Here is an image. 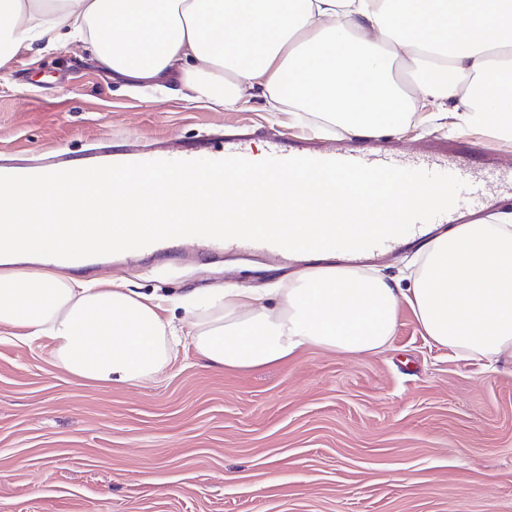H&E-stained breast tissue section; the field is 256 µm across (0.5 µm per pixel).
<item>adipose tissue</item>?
I'll use <instances>...</instances> for the list:
<instances>
[{"label": "adipose tissue", "mask_w": 512, "mask_h": 512, "mask_svg": "<svg viewBox=\"0 0 512 512\" xmlns=\"http://www.w3.org/2000/svg\"><path fill=\"white\" fill-rule=\"evenodd\" d=\"M90 44L113 75L180 74L196 96L234 109L245 89L271 109L311 112L357 136L400 127L415 100L460 123L512 133V0H0V63L19 51ZM416 76L405 93L397 68ZM216 179L129 183L115 166L79 177H0V327L47 339L55 364L100 383L153 379L188 341L207 366L254 369L307 347L382 351L407 303L433 344L463 358L512 361V213L498 223L425 232L408 287L341 265L333 250L266 295L203 288L159 299L113 282L16 270L77 266L92 254L141 252L127 218L144 193L166 223L207 210ZM185 313L184 326L169 314Z\"/></svg>", "instance_id": "ef3b65f1"}]
</instances>
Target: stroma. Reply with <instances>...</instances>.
Returning <instances> with one entry per match:
<instances>
[{"label":"stroma","mask_w":512,"mask_h":512,"mask_svg":"<svg viewBox=\"0 0 512 512\" xmlns=\"http://www.w3.org/2000/svg\"><path fill=\"white\" fill-rule=\"evenodd\" d=\"M127 83L82 44L19 52L0 64L5 172L47 171V158L112 164L126 147L170 140L210 159L207 136L336 139L314 117L268 111L245 92L232 111ZM381 140L451 156L494 139L487 196L512 206V135L461 126L450 107L419 113ZM301 262L208 258L159 264L148 253L88 262L85 282L117 281L176 297L232 283L261 288ZM377 354L310 347L256 370L208 367L182 347L137 385H100L55 365L51 345L0 328V512H512V362L487 369L434 346L400 304Z\"/></svg>","instance_id":"35a3bbf8"}]
</instances>
